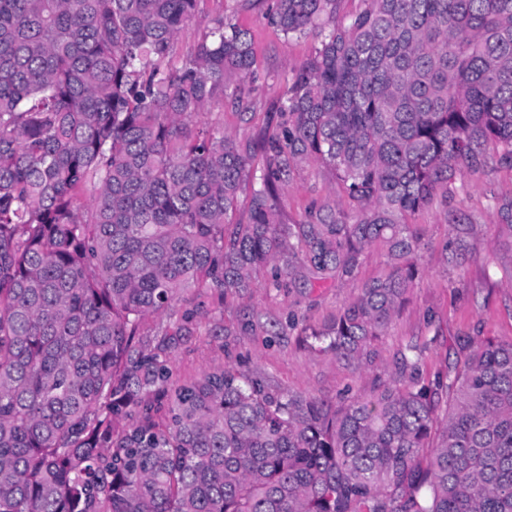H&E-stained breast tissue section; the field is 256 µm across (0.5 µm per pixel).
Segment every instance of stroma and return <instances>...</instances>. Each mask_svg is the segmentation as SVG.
Returning <instances> with one entry per match:
<instances>
[{"mask_svg": "<svg viewBox=\"0 0 512 512\" xmlns=\"http://www.w3.org/2000/svg\"><path fill=\"white\" fill-rule=\"evenodd\" d=\"M270 0H201L200 20L181 32L177 55H184L206 31L211 19L247 30L254 54V73L233 75L250 102L249 114L232 103L223 107L224 130L240 141L257 140L293 72L314 56L320 45L316 33L284 34L265 17ZM512 197V163L491 155L480 169H464L433 202L412 216L421 233L419 278L384 335L377 337L362 362H347L311 348L308 328L330 323L356 293L386 274V249L366 248L353 277L320 288L296 281L276 285L268 268H259L247 293L206 291L199 299L193 336L169 354L173 376L188 379L217 367L233 368L267 379L280 393L309 392L336 402L364 395L389 381L396 361L417 347V376L431 382L446 374L454 359V337L512 341V247L498 228L495 203ZM282 223L299 224L311 212L332 208L352 215L356 203L343 192L333 171L319 162L303 164L292 180L276 190ZM466 215L474 227V254L455 265L446 260V244L455 236L454 215ZM224 333L212 335L216 323Z\"/></svg>", "mask_w": 512, "mask_h": 512, "instance_id": "1", "label": "stroma"}]
</instances>
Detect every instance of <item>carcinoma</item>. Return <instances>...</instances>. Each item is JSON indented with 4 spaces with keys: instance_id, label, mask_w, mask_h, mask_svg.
Listing matches in <instances>:
<instances>
[{
    "instance_id": "obj_1",
    "label": "carcinoma",
    "mask_w": 512,
    "mask_h": 512,
    "mask_svg": "<svg viewBox=\"0 0 512 512\" xmlns=\"http://www.w3.org/2000/svg\"><path fill=\"white\" fill-rule=\"evenodd\" d=\"M199 2L0 0V512H512V342L460 339L433 383L332 403L222 368L172 380L195 305L136 339L193 290L347 276L380 242L390 271L310 333L366 355L418 277L409 217L458 168L512 160V0L340 20L339 0H271L283 33L327 29L245 144L202 110L249 108L226 85L252 72L248 31L217 17L172 63ZM311 160L358 211L278 223L275 188ZM496 208L512 247V200Z\"/></svg>"
}]
</instances>
